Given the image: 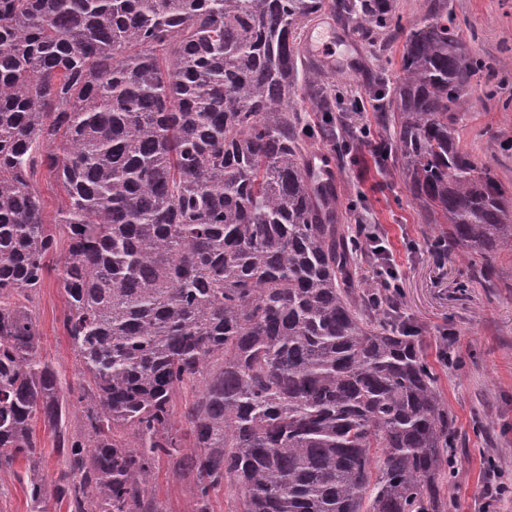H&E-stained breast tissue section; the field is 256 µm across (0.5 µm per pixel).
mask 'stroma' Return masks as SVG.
<instances>
[{
	"instance_id": "35a3bbf8",
	"label": "stroma",
	"mask_w": 512,
	"mask_h": 512,
	"mask_svg": "<svg viewBox=\"0 0 512 512\" xmlns=\"http://www.w3.org/2000/svg\"><path fill=\"white\" fill-rule=\"evenodd\" d=\"M397 38L363 40L355 33L336 42L332 75L340 81V107L349 126L383 129L369 92L372 72L385 66L397 81L403 45L424 19L423 0H399ZM474 53L492 64L493 79L476 76L474 109L459 131L479 167L512 192V0H449ZM336 181L369 224L388 233L400 269L404 316L422 330L421 341L434 368L438 389L454 421L456 473L449 491L450 512H481L483 475L495 466L512 482V250L493 260L495 287H486L455 254L435 259L437 233L414 199L402 160L378 164L370 144L357 162L336 166ZM42 361L55 369L62 387L77 385L78 361L63 328L64 291L57 274L46 276L33 299ZM453 340L452 363L439 358L444 336Z\"/></svg>"
}]
</instances>
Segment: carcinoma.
<instances>
[{
	"label": "carcinoma",
	"mask_w": 512,
	"mask_h": 512,
	"mask_svg": "<svg viewBox=\"0 0 512 512\" xmlns=\"http://www.w3.org/2000/svg\"><path fill=\"white\" fill-rule=\"evenodd\" d=\"M425 4L393 93L383 71L373 84L393 133L374 152L405 162L434 246L483 258L491 284L512 196L458 128L491 66L448 0ZM325 9L401 26L395 0H0V472L25 462L34 512H169L163 461L186 512L221 488L235 512H448L453 426L420 330L357 278L366 237L310 164L316 139L337 145L330 164L362 138L336 80L303 66ZM43 171L64 193L85 418L51 480L33 423L58 429L68 403L24 303L56 245ZM156 494L167 502L169 512L185 511L188 491L183 483L173 476L165 462L159 465Z\"/></svg>",
	"instance_id": "obj_1"
}]
</instances>
